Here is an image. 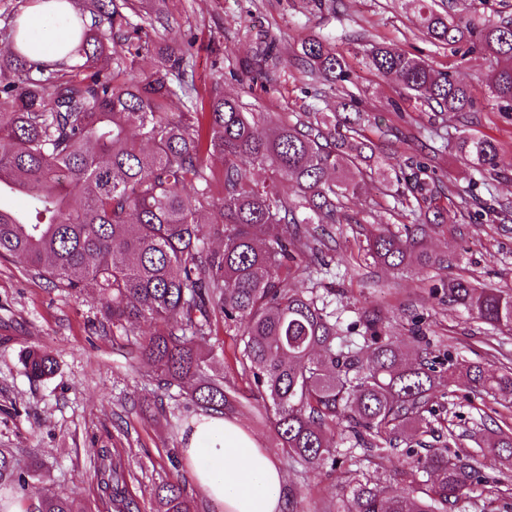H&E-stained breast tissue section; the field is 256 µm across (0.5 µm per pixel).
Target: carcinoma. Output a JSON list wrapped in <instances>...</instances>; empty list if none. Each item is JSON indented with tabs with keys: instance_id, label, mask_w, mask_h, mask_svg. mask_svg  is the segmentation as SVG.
<instances>
[{
	"instance_id": "carcinoma-1",
	"label": "carcinoma",
	"mask_w": 512,
	"mask_h": 512,
	"mask_svg": "<svg viewBox=\"0 0 512 512\" xmlns=\"http://www.w3.org/2000/svg\"><path fill=\"white\" fill-rule=\"evenodd\" d=\"M421 26L436 42L463 39L468 25L428 0H409ZM138 14L134 0H85L81 12L64 17L73 29L67 57L76 64L35 59L29 37L13 20L0 34L10 50L0 53V259L21 257L29 270L60 292L76 296L97 289L96 303L114 336H134L143 323L154 331L139 342L154 367V381L169 399L212 415L237 403L235 391L208 374L210 341L223 322L239 337L235 363L261 403L285 459L306 469L336 464L330 435L345 423L354 439L346 456L368 462L410 443L425 450L411 469L423 471L419 494L380 490L354 479L346 512H448L489 477L468 455L448 454V434L430 429L431 397L437 386L462 383L512 402V368L490 373L476 364L445 365L434 357L407 363L386 332L381 315L364 311L361 331L343 328L320 292L329 265L323 239L310 224H352L344 200L357 193L373 151L347 112L343 99L333 117L313 116L294 124L267 120L257 131L254 113L219 89L202 103L192 63L194 41L167 37L168 19ZM478 34L494 64L491 94L512 106V20L483 23ZM152 57L153 68L132 75L136 60ZM379 74L394 78L411 97L434 112H469L467 85L392 45L374 43L366 53ZM315 94L321 85L350 81L348 63L317 36L301 41L297 55ZM272 45L256 53L252 82L269 62ZM182 110L168 112L171 102ZM455 148L479 174L505 166L499 145L487 137L461 136ZM222 169L215 171L213 159ZM256 168L271 172L258 183ZM428 166L415 162L398 204L428 201L430 216L404 232L379 228L366 252L378 264L399 269L436 263L426 247L427 228L442 208ZM291 186L292 192L278 187ZM25 197L20 213L3 203ZM219 238L214 248L210 240ZM301 277L306 288L288 278ZM448 305L462 306L483 324L512 332V292L456 277L444 289ZM25 376L46 380L57 361L32 349L21 358ZM486 447L512 468V426L497 427ZM0 450V483L31 490L27 477ZM103 512H141L129 489L135 476L97 451L94 465ZM156 512H196L180 481L155 486ZM39 512H82L74 501L44 497Z\"/></svg>"
}]
</instances>
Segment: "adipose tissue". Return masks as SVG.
I'll list each match as a JSON object with an SVG mask.
<instances>
[{"mask_svg": "<svg viewBox=\"0 0 512 512\" xmlns=\"http://www.w3.org/2000/svg\"><path fill=\"white\" fill-rule=\"evenodd\" d=\"M180 440L182 458L213 512H281L284 473L237 422L203 414Z\"/></svg>", "mask_w": 512, "mask_h": 512, "instance_id": "ef3b65f1", "label": "adipose tissue"}]
</instances>
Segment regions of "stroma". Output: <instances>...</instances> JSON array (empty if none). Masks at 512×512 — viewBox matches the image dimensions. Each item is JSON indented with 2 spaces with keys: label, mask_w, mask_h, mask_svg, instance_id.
<instances>
[{
  "label": "stroma",
  "mask_w": 512,
  "mask_h": 512,
  "mask_svg": "<svg viewBox=\"0 0 512 512\" xmlns=\"http://www.w3.org/2000/svg\"><path fill=\"white\" fill-rule=\"evenodd\" d=\"M463 21L480 23L512 19V0H436ZM141 13L161 11L169 36L196 38V72L200 92L219 87L248 111L293 123L316 112H335L338 96L352 94L360 112L361 129L375 143L372 174L347 201L353 224H314L315 236L331 233V271L325 281L336 291V315L356 320L365 310L383 315L390 336L404 344L410 358L424 353L482 365L491 372L512 363V335L489 329L474 315L449 306L444 290L451 278L463 276L481 284L512 291V218H502L500 204L512 203V112L492 96L486 75L492 64L477 34L456 45L434 44L421 28L406 0H136ZM328 39L351 70L344 87L315 96L299 66L278 68L257 84L241 79L240 67L265 44L282 56H294L303 39ZM394 45L422 58L435 69L466 84L474 102L459 118L430 111L408 98L399 84L371 69L364 60L369 44ZM494 139L505 167L478 184V175L453 147L460 134ZM424 157L428 173L450 189L452 200H441L443 219L427 243L440 266L416 265L392 269L366 260L363 249L379 227L397 231L421 221V205L403 209L396 202V174L411 157ZM468 199L460 209L456 197ZM94 289L82 295L60 293L28 271L18 259H0V448L8 449L20 468L38 461L35 490L27 495V512H37L41 497L64 496L87 512H97L99 490L93 478L96 450L130 466L138 480L132 485L141 512H153V488L185 474L173 466L180 433L198 415L184 401H166L164 412L143 407L156 385L144 357L131 352L124 337L103 332ZM421 322L423 342L411 344L414 322ZM220 347L209 363L211 374L234 386V418L262 447L268 448L284 474V491L294 496L296 512H338L348 493L352 471L361 480L399 491H410L411 459L397 450L382 464L368 462L350 468L308 471L285 461L269 429L264 411L254 401L246 381L235 371L234 338L219 333ZM41 347L58 364L55 375L33 382L23 373L19 357ZM438 418L455 435V449L469 452L475 466L498 476L481 451L486 430L512 424V403L463 386L437 388L432 399ZM198 512L210 504L193 479L185 481ZM453 512H512V477L502 492L477 487L455 505Z\"/></svg>",
  "instance_id": "stroma-1"
}]
</instances>
